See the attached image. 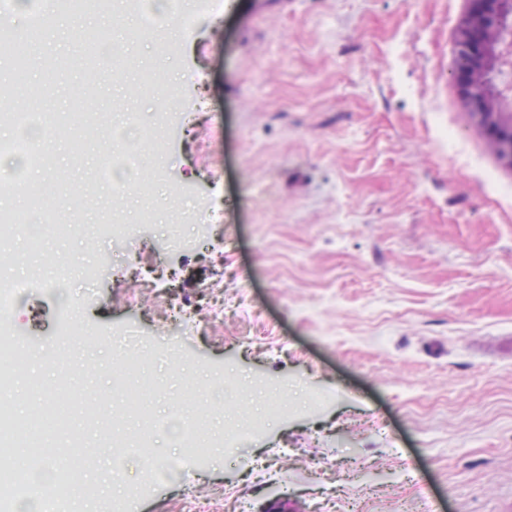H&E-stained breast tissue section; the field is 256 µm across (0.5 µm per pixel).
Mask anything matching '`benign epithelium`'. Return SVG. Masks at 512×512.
<instances>
[{"label": "benign epithelium", "mask_w": 512, "mask_h": 512, "mask_svg": "<svg viewBox=\"0 0 512 512\" xmlns=\"http://www.w3.org/2000/svg\"><path fill=\"white\" fill-rule=\"evenodd\" d=\"M470 2L471 12L458 42L462 89L501 144L503 156L512 162V113L504 120L501 113L489 111L486 89L480 84L483 74L512 58V0Z\"/></svg>", "instance_id": "1"}]
</instances>
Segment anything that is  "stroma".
Masks as SVG:
<instances>
[{
    "label": "stroma",
    "mask_w": 512,
    "mask_h": 512,
    "mask_svg": "<svg viewBox=\"0 0 512 512\" xmlns=\"http://www.w3.org/2000/svg\"><path fill=\"white\" fill-rule=\"evenodd\" d=\"M194 6L185 42L175 0H103L27 46L30 84L62 63L42 110L69 127L34 119L44 164L0 158V186L22 211L24 186L48 184L59 222L82 230L44 231L36 250L13 240L0 278L82 264L16 312L52 354L13 375L14 416L43 404L38 379L82 398L71 431L105 463L143 432L171 461L183 419L221 402L218 382L255 413L266 403L248 387L284 384L293 414L194 472L151 477L128 459L121 501L180 512L189 487L211 512H422L425 499L512 512V166L457 78L468 0H273L246 28ZM90 31L108 45L89 48ZM171 110L165 152L139 150ZM108 153L126 194L89 190ZM110 221L142 231L88 250ZM169 285L203 322L165 317L156 291ZM130 325L157 351L137 372L159 387L155 423L116 403L121 426L86 422L133 357ZM49 446V481L0 487L7 512L88 473L65 436Z\"/></svg>",
    "instance_id": "stroma-1"
}]
</instances>
